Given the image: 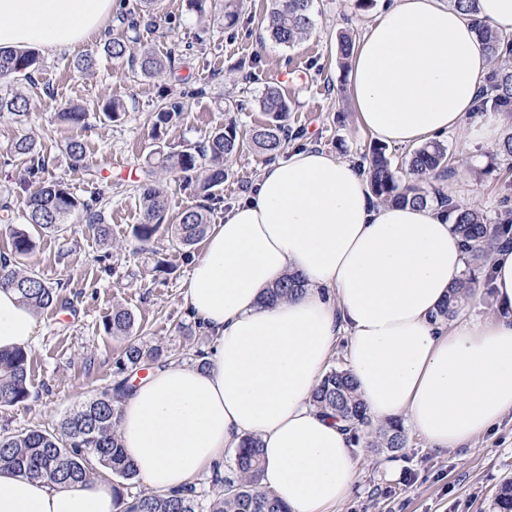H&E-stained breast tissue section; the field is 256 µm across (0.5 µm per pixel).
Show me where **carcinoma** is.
<instances>
[{
  "label": "carcinoma",
  "instance_id": "obj_1",
  "mask_svg": "<svg viewBox=\"0 0 512 512\" xmlns=\"http://www.w3.org/2000/svg\"><path fill=\"white\" fill-rule=\"evenodd\" d=\"M471 17L491 58L499 59L503 47L509 45L506 37L496 33L479 17L478 0H453ZM199 13L206 11L224 20L232 27L239 21L240 0H189ZM313 0H271L270 37L285 47L293 46L306 36L312 27L310 11ZM102 52L115 61L126 60L146 77H154L175 69V57H162L149 48L135 55L124 40L110 39L103 43ZM40 56L32 50H0V84H9L23 76L35 83ZM492 101L497 104L512 103V71H499L490 85ZM259 106L268 120L252 129L248 139L238 135L236 126L229 124L209 137L205 145L195 151L158 154V164L174 172L185 184L194 186L201 198L199 205L183 211L179 223L173 225L174 239L183 249H189L201 240L210 223L211 202L217 199L216 190L229 176L225 162L250 147L271 156L275 155L288 139V98L276 86L265 88ZM30 110L29 99L22 95L0 92V112H8L23 121ZM179 101L165 102L154 113L153 131L160 137L163 126L169 124L180 112ZM63 120L74 126L88 123V113L78 106H69L60 113ZM65 152L74 168H88L84 145L72 140ZM9 154L29 160L30 173L45 169V158L40 156L36 144L23 136L13 141ZM448 171V148L437 141L417 149L405 174L400 175L383 149L373 151L368 168L371 192L382 201L426 206L431 197L457 213L456 230L465 242L470 262L477 265L488 260L490 245L512 234V219L491 223L483 213L471 206L460 205L440 193L434 181ZM149 167L139 179V199L143 221L132 227V236L140 243H149L162 227L167 213V195L153 179ZM26 221L31 229L10 228L11 257L0 264V288H11L23 303L35 312L63 307L66 302L59 289L32 271L21 266L34 251V234L61 235L67 231V218L74 212L81 213L88 224L105 241L109 225L97 202L74 197L61 180L43 181L23 200ZM474 279L466 278L452 289L450 297L440 308L439 315L448 318L458 302L466 296ZM112 335L128 340L125 359L117 362L116 373L121 379L112 388L95 396L69 413L53 429H30L26 432L0 435V470L10 471L52 483L76 484L97 474L90 464L96 459L99 466L112 474V495L119 512H289L288 507L261 490L262 448L255 438H247L236 450L228 465V473L215 475L216 489L208 502L199 499L197 488L189 485L176 491H149L133 497L124 494L125 482L137 478L134 463L120 444L117 431L118 407L116 394L127 387L123 373L128 366H136L148 358L157 366L170 362L159 347L143 348L133 336V314L116 308L106 323ZM31 353L24 347L0 350V408L14 406L30 396L29 372ZM313 405L347 422L355 443L363 444L372 452H398L406 445L403 426L399 422L372 428V419L360 402L353 379L346 369L333 368L325 374L312 396ZM492 512H512V480L501 485L491 504Z\"/></svg>",
  "mask_w": 512,
  "mask_h": 512
}]
</instances>
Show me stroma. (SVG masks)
Wrapping results in <instances>:
<instances>
[{
    "mask_svg": "<svg viewBox=\"0 0 512 512\" xmlns=\"http://www.w3.org/2000/svg\"><path fill=\"white\" fill-rule=\"evenodd\" d=\"M394 0H314L313 29L291 47L275 43L268 32L269 0H243L237 25L213 22L192 10L188 0H157L151 19L137 31L109 19L106 35L128 38L133 50L148 47L159 55L175 54L174 72L146 77L129 63L99 56L101 38L60 52H41L35 82L19 79L11 89L31 96L25 122L0 114V254L11 252L9 228L24 223L22 201L39 181L60 179L82 200H97L110 227L109 244H101L80 214L68 220L64 237L36 239L27 260L66 298L67 317L36 316L30 343V397L0 408V435L28 429H53L72 409L110 389L126 339L112 336L105 324L115 308L131 311L135 334L160 346L171 359L195 363L208 338L184 301L192 262L203 247L178 248L170 231L184 210L199 204L193 187L173 173L157 169L168 195L167 227L140 245L131 227L140 223L136 175L156 159V151L179 152L207 142L212 132L236 121L246 132L262 121L257 99L276 84L292 103L287 125L293 136L285 146H317L358 166L368 165L376 140L359 122L348 90L350 59L337 50L340 35L360 40L367 27L392 7ZM97 54L96 65L77 70V60ZM243 101L242 111L227 112L225 100ZM123 102L120 120L103 119L108 99ZM185 108L161 135L153 137L151 117L167 100ZM76 104L89 115L75 127L60 120L64 107ZM27 136L44 155L47 168L33 177L25 160L10 157L11 142ZM83 142L89 169L71 167L66 143ZM451 168L442 183L457 201L477 207L492 221L512 209V160L499 142H469L466 130L442 135ZM266 157L245 150L230 158V176L220 190L222 209L235 204L260 175ZM165 260L164 272L154 270ZM397 464L388 472L386 462ZM512 478V414L489 433L460 450L434 451L415 433L398 452L364 453L352 496L335 512H489L488 498Z\"/></svg>",
    "mask_w": 512,
    "mask_h": 512,
    "instance_id": "35a3bbf8",
    "label": "stroma"
}]
</instances>
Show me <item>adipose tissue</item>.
Masks as SVG:
<instances>
[{"instance_id": "1", "label": "adipose tissue", "mask_w": 512, "mask_h": 512, "mask_svg": "<svg viewBox=\"0 0 512 512\" xmlns=\"http://www.w3.org/2000/svg\"><path fill=\"white\" fill-rule=\"evenodd\" d=\"M113 0H0V48L72 49L100 33ZM493 63L454 0H397L358 42L349 93L378 141L418 145L463 127ZM454 216L375 202L356 165L298 147L265 164L210 225L185 301L209 338L206 366L169 363L130 381L118 431L148 487L178 489L248 437L261 486L290 512H331L353 493L347 425L312 404L331 351L368 413L401 421L433 449L462 448L512 413V245L485 276L498 307L443 326L466 270ZM288 298L269 301L286 276ZM33 310L0 289V350L29 344ZM0 512H116L111 487L0 472Z\"/></svg>"}]
</instances>
